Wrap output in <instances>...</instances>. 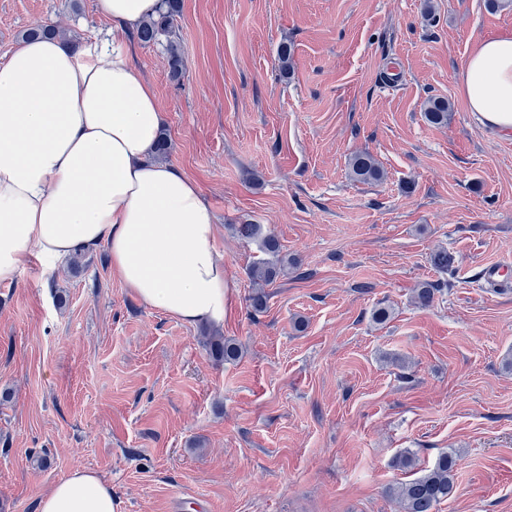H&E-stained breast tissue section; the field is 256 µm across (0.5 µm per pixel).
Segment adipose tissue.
Segmentation results:
<instances>
[{
    "label": "adipose tissue",
    "mask_w": 512,
    "mask_h": 512,
    "mask_svg": "<svg viewBox=\"0 0 512 512\" xmlns=\"http://www.w3.org/2000/svg\"><path fill=\"white\" fill-rule=\"evenodd\" d=\"M159 0H96L107 39L24 41L0 62V285L32 261L43 273L106 246L110 269L144 305L183 324L223 325L224 257L194 182L154 161L163 124L129 35ZM461 95L478 122L512 131V35L478 42ZM95 471L73 470L38 512H118Z\"/></svg>",
    "instance_id": "ef3b65f1"
}]
</instances>
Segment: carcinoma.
Wrapping results in <instances>:
<instances>
[{
  "label": "carcinoma",
  "mask_w": 512,
  "mask_h": 512,
  "mask_svg": "<svg viewBox=\"0 0 512 512\" xmlns=\"http://www.w3.org/2000/svg\"><path fill=\"white\" fill-rule=\"evenodd\" d=\"M179 12V0H159L157 15L145 18L136 31V37L143 45L166 43L170 72L175 79L181 76L184 68L174 27V20ZM449 109L446 101H432L426 108L425 117L432 124H443L448 120ZM351 170L357 179L365 182L377 181L383 175L380 165L368 153L354 155L351 159ZM236 232L245 240L257 242L264 253V258L255 262L249 272L256 286L251 304L254 309L260 310L266 302L263 287L274 282L288 266H294L296 262L281 255L278 240L265 230L264 225L238 224ZM445 286V281L436 284L421 283L416 290V303L422 308L431 306L436 294ZM206 343L217 356L226 361L235 360L239 355L237 344L222 336H208ZM456 466V454L443 453L423 475L390 486L388 496L398 502L401 512H433L437 504L453 494Z\"/></svg>",
  "instance_id": "carcinoma-1"
}]
</instances>
